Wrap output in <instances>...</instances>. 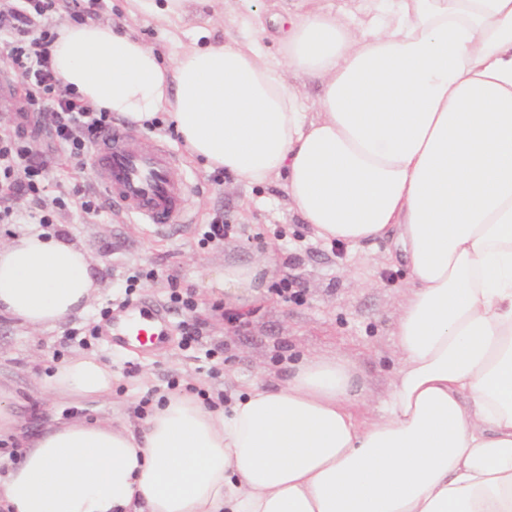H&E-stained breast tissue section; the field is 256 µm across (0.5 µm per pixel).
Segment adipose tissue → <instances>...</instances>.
Masks as SVG:
<instances>
[{
    "mask_svg": "<svg viewBox=\"0 0 512 512\" xmlns=\"http://www.w3.org/2000/svg\"><path fill=\"white\" fill-rule=\"evenodd\" d=\"M275 21L254 11L241 37L167 65L110 24L67 22L52 65L96 109L167 114L208 169L282 179L318 238L391 239L410 298L381 416L352 413L368 389L348 361L304 359L226 410L173 393L138 430L81 419L23 440L0 512H512V0H290ZM97 291L64 236L0 244V316L53 329ZM112 380L80 354L48 391L103 398Z\"/></svg>",
    "mask_w": 512,
    "mask_h": 512,
    "instance_id": "obj_1",
    "label": "adipose tissue"
}]
</instances>
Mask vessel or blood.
Masks as SVG:
<instances>
[{"mask_svg": "<svg viewBox=\"0 0 512 512\" xmlns=\"http://www.w3.org/2000/svg\"><path fill=\"white\" fill-rule=\"evenodd\" d=\"M92 156L96 182L109 199L161 231L183 223L185 189L173 179L174 159L162 145L115 129L98 139ZM103 334L118 347L160 345L168 339L167 313L130 303L111 316Z\"/></svg>", "mask_w": 512, "mask_h": 512, "instance_id": "vessel-or-blood-1", "label": "vessel or blood"}]
</instances>
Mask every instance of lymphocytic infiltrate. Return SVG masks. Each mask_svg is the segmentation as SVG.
<instances>
[{
	"label": "lymphocytic infiltrate",
	"mask_w": 512,
	"mask_h": 512,
	"mask_svg": "<svg viewBox=\"0 0 512 512\" xmlns=\"http://www.w3.org/2000/svg\"><path fill=\"white\" fill-rule=\"evenodd\" d=\"M54 0H8L0 6V44L11 71L20 77L23 107L48 114V132L64 145L71 159L88 154L100 134L112 126L111 113L81 102L54 73L50 46L54 31L32 35L35 16L48 15ZM33 137L23 125L0 135V223L12 221L11 202L19 196L39 198L48 168L46 157L32 148Z\"/></svg>",
	"instance_id": "obj_1"
}]
</instances>
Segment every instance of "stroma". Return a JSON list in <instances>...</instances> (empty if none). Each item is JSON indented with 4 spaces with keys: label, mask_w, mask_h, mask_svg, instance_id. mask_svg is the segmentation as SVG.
<instances>
[{
    "label": "stroma",
    "mask_w": 512,
    "mask_h": 512,
    "mask_svg": "<svg viewBox=\"0 0 512 512\" xmlns=\"http://www.w3.org/2000/svg\"><path fill=\"white\" fill-rule=\"evenodd\" d=\"M255 0H187L181 16L143 18L132 0H99L84 15L133 35L160 51L164 61L194 43L238 36ZM113 125L144 141L163 145L175 159L173 176L186 187L191 222L157 234L125 211L101 201L84 213L83 196H96L92 158L78 162L48 135L34 148L49 159L42 182V204L26 199L15 205L13 223H0V242L10 241L48 217L49 231L82 245L91 257L99 286L88 312L54 330H31L0 317V389L12 396V410L24 436L75 419H118L140 426L145 397L170 390L197 391L232 404L249 384L272 386L301 358L341 356L362 375L368 397L353 405L358 420L376 419L390 390L399 353L394 330L408 297V271L389 242L360 252L314 237L290 210L281 180L251 186L234 175L205 168L186 151L166 114L142 127ZM65 207H57V198ZM231 224L223 244L202 240L213 221ZM264 260L274 267L271 280L298 282L301 299L286 300L269 288L232 297L216 290L215 274L232 263ZM158 271V278L128 284L134 272ZM195 293L196 308H170L171 335L159 350L115 349L92 336L104 313L125 297L144 305H168L172 289ZM194 324L195 341L185 340L182 323ZM92 352L111 364V396L79 400L49 395L45 380L70 357Z\"/></svg>",
    "instance_id": "obj_1"
}]
</instances>
